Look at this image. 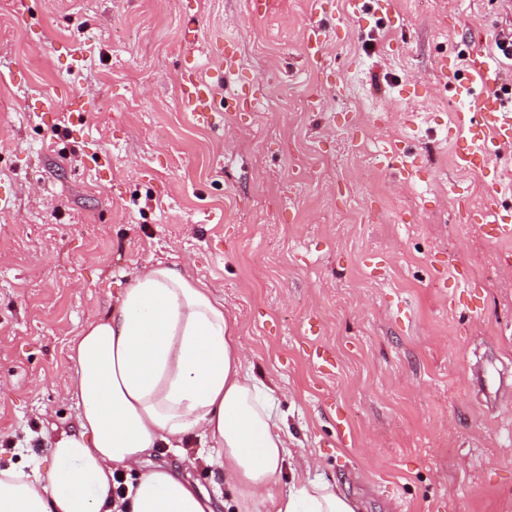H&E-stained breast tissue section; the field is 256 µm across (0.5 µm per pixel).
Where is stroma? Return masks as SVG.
Listing matches in <instances>:
<instances>
[{
    "instance_id": "35a3bbf8",
    "label": "stroma",
    "mask_w": 512,
    "mask_h": 512,
    "mask_svg": "<svg viewBox=\"0 0 512 512\" xmlns=\"http://www.w3.org/2000/svg\"><path fill=\"white\" fill-rule=\"evenodd\" d=\"M251 4L0 0V467L76 429L71 340L161 262L223 298L294 461L361 512H512V237L459 221L512 209V146L465 169L455 97L500 0ZM185 102L191 111V115L198 121L208 122L209 115L207 97L209 86L200 80L194 71L186 73L185 78Z\"/></svg>"
}]
</instances>
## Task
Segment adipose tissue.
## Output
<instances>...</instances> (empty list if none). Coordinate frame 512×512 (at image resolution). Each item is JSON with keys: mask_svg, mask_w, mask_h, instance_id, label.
<instances>
[{"mask_svg": "<svg viewBox=\"0 0 512 512\" xmlns=\"http://www.w3.org/2000/svg\"><path fill=\"white\" fill-rule=\"evenodd\" d=\"M70 358L78 427L56 437L49 464L0 469V512H214L190 475L143 467L154 449L195 437L234 512H357L318 478L281 487L288 432L270 389L247 367L223 303L188 271H135L111 311L81 329ZM118 471L127 474L120 496Z\"/></svg>", "mask_w": 512, "mask_h": 512, "instance_id": "adipose-tissue-1", "label": "adipose tissue"}]
</instances>
